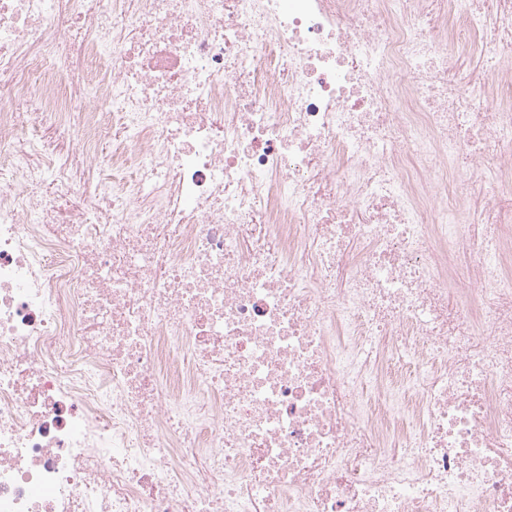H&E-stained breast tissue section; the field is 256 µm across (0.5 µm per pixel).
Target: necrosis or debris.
<instances>
[{
    "instance_id": "necrosis-or-debris-1",
    "label": "necrosis or debris",
    "mask_w": 512,
    "mask_h": 512,
    "mask_svg": "<svg viewBox=\"0 0 512 512\" xmlns=\"http://www.w3.org/2000/svg\"><path fill=\"white\" fill-rule=\"evenodd\" d=\"M0 512H512V0H0Z\"/></svg>"
}]
</instances>
